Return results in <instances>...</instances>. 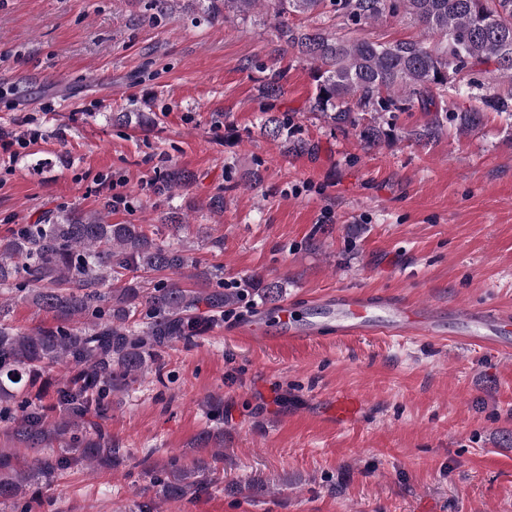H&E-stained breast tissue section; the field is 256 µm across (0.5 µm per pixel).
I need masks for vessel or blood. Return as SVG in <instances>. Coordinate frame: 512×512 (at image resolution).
<instances>
[{"label": "vessel or blood", "instance_id": "vessel-or-blood-1", "mask_svg": "<svg viewBox=\"0 0 512 512\" xmlns=\"http://www.w3.org/2000/svg\"><path fill=\"white\" fill-rule=\"evenodd\" d=\"M330 321L334 322L336 335L348 338L359 335L384 337H420L444 339L446 330L434 308L391 299L367 298L363 293L340 290L328 299ZM457 339L472 347L497 348V339L512 325V314L494 309H468L453 311ZM277 323L278 342H288L317 335L320 324L298 319L291 306H283L274 315H258L248 325L238 328L239 337L268 341L267 328ZM360 407L357 397L349 394L337 395L335 417L337 426L350 425Z\"/></svg>", "mask_w": 512, "mask_h": 512}]
</instances>
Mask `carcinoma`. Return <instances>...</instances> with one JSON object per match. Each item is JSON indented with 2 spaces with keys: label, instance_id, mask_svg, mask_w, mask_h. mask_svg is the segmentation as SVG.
<instances>
[{
  "label": "carcinoma",
  "instance_id": "cac0c4a2",
  "mask_svg": "<svg viewBox=\"0 0 512 512\" xmlns=\"http://www.w3.org/2000/svg\"><path fill=\"white\" fill-rule=\"evenodd\" d=\"M263 6L276 20L277 37L315 63L313 106L333 125L358 130L376 145L391 136L380 113L418 102L429 120L422 140L438 138L445 123L462 134L477 130L488 110L512 120V100L491 93L481 106L448 111L445 97L451 76L493 63L512 82V0H208L212 19L245 16ZM333 16L360 29L387 16L404 14L440 43H378L322 28L297 26L294 15ZM266 133L288 138L289 121L264 122ZM193 261L171 244H159L140 224H109L100 212L59 215L50 224H19L0 240V290L25 291L39 310L57 324L22 332L5 322L0 310V419L11 424L16 440L36 456L20 463L0 453V504L30 512L29 489L50 485L77 464L111 466L124 451L100 429H79L89 415L110 404L146 375H161L159 348L189 341L246 300L275 305L282 298L278 281L252 278L235 288H184L177 276ZM142 272L157 277L153 288L128 278ZM118 283L119 287L104 290ZM60 365L65 375L54 402L29 397L44 370ZM212 462L168 457L152 473L155 498L179 501L208 489Z\"/></svg>",
  "mask_w": 512,
  "mask_h": 512
}]
</instances>
